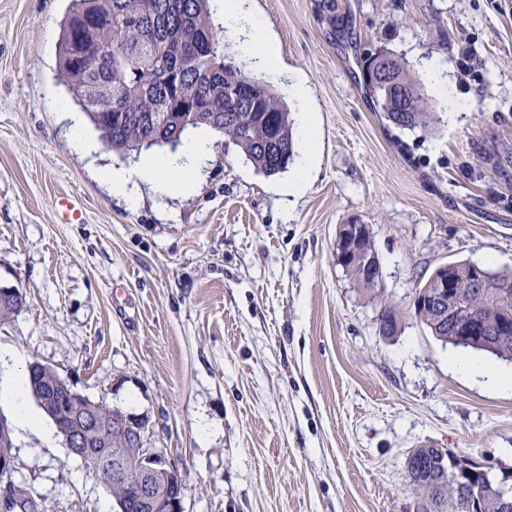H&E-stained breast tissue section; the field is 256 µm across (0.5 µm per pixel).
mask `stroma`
<instances>
[{
  "label": "stroma",
  "mask_w": 512,
  "mask_h": 512,
  "mask_svg": "<svg viewBox=\"0 0 512 512\" xmlns=\"http://www.w3.org/2000/svg\"><path fill=\"white\" fill-rule=\"evenodd\" d=\"M277 46L278 90L309 89L316 164L268 177L212 133L193 194L135 180L128 209L102 169L132 168L84 131L59 70L70 0H0V285L26 302L0 347L90 399L144 417V445L183 476V512H415L423 443L512 468V388L453 367L512 363L442 343L407 307L434 269L512 271V0H249ZM397 55L429 98L443 58L465 108L425 133L389 128L365 61ZM370 225L377 295L337 265L340 225ZM400 313L380 334V300ZM12 422V475L35 512H100L109 493L65 448Z\"/></svg>",
  "instance_id": "stroma-1"
}]
</instances>
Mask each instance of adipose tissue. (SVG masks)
I'll return each mask as SVG.
<instances>
[{
	"label": "adipose tissue",
	"instance_id": "1",
	"mask_svg": "<svg viewBox=\"0 0 512 512\" xmlns=\"http://www.w3.org/2000/svg\"><path fill=\"white\" fill-rule=\"evenodd\" d=\"M224 15L225 27L235 30L243 39L245 47L251 48L255 67L269 76L278 73V50L273 42L263 40L261 25L250 16L245 0H223L219 6ZM289 98L300 110L298 137L302 144L300 171L308 173L314 162L313 143L315 124L307 108L308 89L300 82L287 88ZM211 158L210 141L206 133L200 132L186 139L178 155L162 159H145L137 171L109 168L103 173L113 193L125 196L128 204H135L129 185L133 178L150 180L164 194L188 192L194 187V175ZM0 400L11 404L21 427L50 438L51 431L31 413L28 405L27 378L21 361L14 353L0 349Z\"/></svg>",
	"mask_w": 512,
	"mask_h": 512
}]
</instances>
